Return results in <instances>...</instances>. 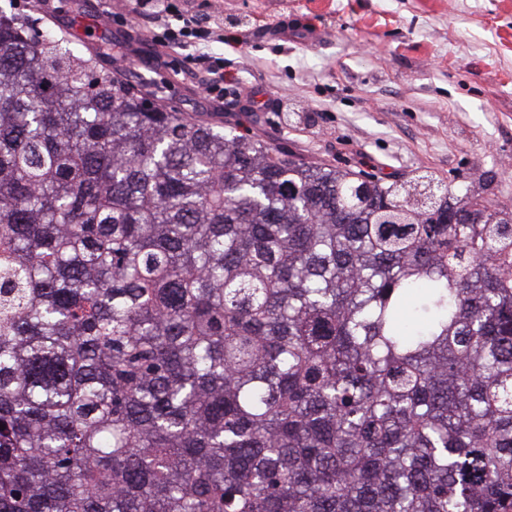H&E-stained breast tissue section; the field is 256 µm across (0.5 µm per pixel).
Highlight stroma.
<instances>
[{"label":"stroma","instance_id":"35a3bbf8","mask_svg":"<svg viewBox=\"0 0 512 512\" xmlns=\"http://www.w3.org/2000/svg\"><path fill=\"white\" fill-rule=\"evenodd\" d=\"M161 1L172 21L205 20L238 44L160 51L143 19L154 0H15L141 94L164 85L162 105L186 117L308 162L484 185L512 209V0ZM105 15L107 30L89 37ZM201 51L234 74L246 106L200 105L187 75Z\"/></svg>","mask_w":512,"mask_h":512}]
</instances>
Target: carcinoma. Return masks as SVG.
Segmentation results:
<instances>
[{"mask_svg": "<svg viewBox=\"0 0 512 512\" xmlns=\"http://www.w3.org/2000/svg\"><path fill=\"white\" fill-rule=\"evenodd\" d=\"M0 424V512H512V210L0 9Z\"/></svg>", "mask_w": 512, "mask_h": 512, "instance_id": "obj_1", "label": "carcinoma"}]
</instances>
